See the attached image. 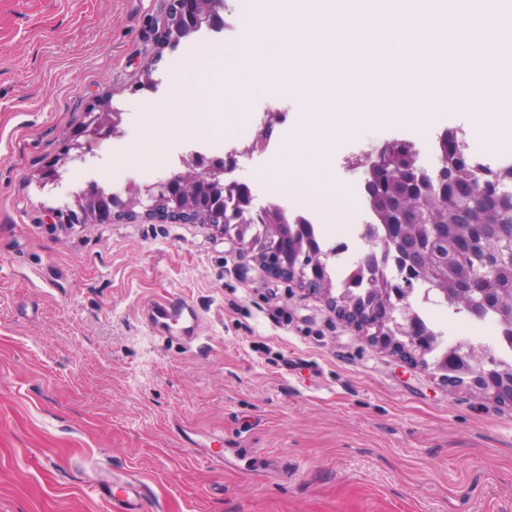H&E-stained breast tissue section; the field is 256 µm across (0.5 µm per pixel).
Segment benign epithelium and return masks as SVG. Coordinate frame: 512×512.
<instances>
[{
  "label": "benign epithelium",
  "mask_w": 512,
  "mask_h": 512,
  "mask_svg": "<svg viewBox=\"0 0 512 512\" xmlns=\"http://www.w3.org/2000/svg\"><path fill=\"white\" fill-rule=\"evenodd\" d=\"M218 5L217 0L208 4L204 0H168V12L173 18L169 23L154 24L153 32L158 40L166 42L185 22L208 25L216 16ZM121 121L119 112H98L86 126L85 136L90 141L100 140L115 133ZM385 149L404 156L407 165L396 175L381 167L369 168L367 186L373 202L387 210L388 224L382 236L370 238L361 261L373 256L380 262L387 256L393 261L395 275L388 286L367 291L360 303L350 299L345 289L333 303L361 332L405 354L421 369L439 374L448 386L474 387L512 404V370L493 363L492 357L482 359L470 348L461 349L456 353L454 370L427 359L425 347L418 343L415 314L402 297L428 277L429 269L446 270L451 262L455 266L454 277L437 279L436 291L449 303H463L475 317L492 308L502 324H512V281L506 284L501 279L502 270L512 267V226L498 224L491 236L485 224H421L426 207L448 195L456 200L466 218L476 207L501 212L512 204V188L505 187L496 174L480 170L459 146L452 162L430 169L418 163L415 152L400 144H388ZM243 155L242 151L232 150L227 155L228 163H211L204 168L193 159L187 172L160 178L142 192L131 187L124 195L113 194L105 213L98 200L89 199L76 211L50 207L48 216L60 223L81 222L87 216L111 223L140 208L144 215L169 223L201 224L215 213V199L219 196L228 201L224 219L218 224L225 237L235 240L243 252L258 250L275 276L295 279L309 291L323 290L320 265L312 261V248L307 241H288L279 224L271 225L269 236L260 231L246 238L240 233L238 224L256 213L247 188L230 178L237 158ZM460 170L476 174V184L462 186L458 181ZM394 177L399 181V190L388 196L384 193L385 184Z\"/></svg>",
  "instance_id": "1"
}]
</instances>
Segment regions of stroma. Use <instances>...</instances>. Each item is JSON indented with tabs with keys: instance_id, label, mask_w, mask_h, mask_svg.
<instances>
[{
	"instance_id": "35a3bbf8",
	"label": "stroma",
	"mask_w": 512,
	"mask_h": 512,
	"mask_svg": "<svg viewBox=\"0 0 512 512\" xmlns=\"http://www.w3.org/2000/svg\"><path fill=\"white\" fill-rule=\"evenodd\" d=\"M166 9L0 0V512H111L132 478L143 512H512V405L448 389L211 225L46 222L40 175L90 109L127 116L90 147L107 181L160 178L212 137L161 109L188 84L194 48L150 39ZM270 107L279 122L233 173L252 190L266 144L281 146L309 102L266 87L248 103ZM447 128L470 132L466 113L337 137L331 162L359 184L383 145L420 153ZM165 293L196 309L193 342L145 324ZM181 426L198 449L181 447ZM220 451L221 470L206 461Z\"/></svg>"
}]
</instances>
